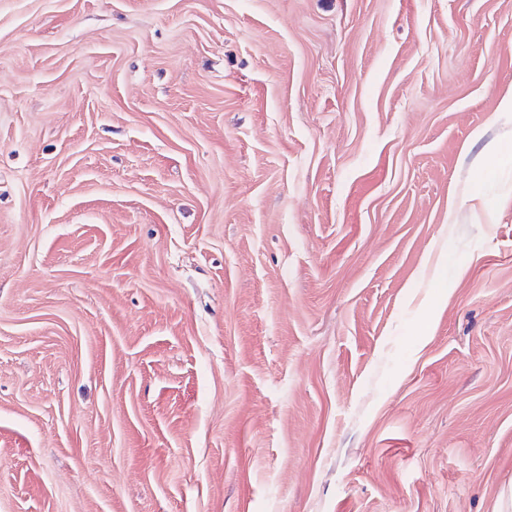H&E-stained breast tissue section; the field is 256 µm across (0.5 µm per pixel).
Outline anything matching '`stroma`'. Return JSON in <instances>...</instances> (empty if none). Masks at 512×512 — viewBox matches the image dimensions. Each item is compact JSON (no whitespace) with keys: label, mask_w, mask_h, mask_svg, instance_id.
I'll use <instances>...</instances> for the list:
<instances>
[{"label":"stroma","mask_w":512,"mask_h":512,"mask_svg":"<svg viewBox=\"0 0 512 512\" xmlns=\"http://www.w3.org/2000/svg\"><path fill=\"white\" fill-rule=\"evenodd\" d=\"M511 88L512 0H0V512H500Z\"/></svg>","instance_id":"obj_1"}]
</instances>
